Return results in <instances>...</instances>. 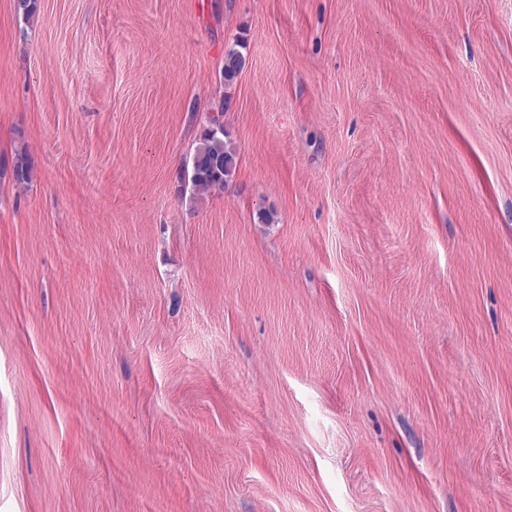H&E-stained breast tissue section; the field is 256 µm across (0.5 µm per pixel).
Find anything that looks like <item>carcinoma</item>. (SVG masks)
Returning a JSON list of instances; mask_svg holds the SVG:
<instances>
[{
  "mask_svg": "<svg viewBox=\"0 0 512 512\" xmlns=\"http://www.w3.org/2000/svg\"><path fill=\"white\" fill-rule=\"evenodd\" d=\"M245 39L238 36L224 52V64L221 76L224 84V96L212 101L209 111L224 115L232 100V91L246 65L243 49ZM236 167V149L227 131H219L208 123L198 138L189 162L182 166L178 180L183 191L190 192L194 202L224 190ZM32 166L28 154L23 150L15 151L12 159V177L18 184H26L32 178Z\"/></svg>",
  "mask_w": 512,
  "mask_h": 512,
  "instance_id": "obj_1",
  "label": "carcinoma"
}]
</instances>
